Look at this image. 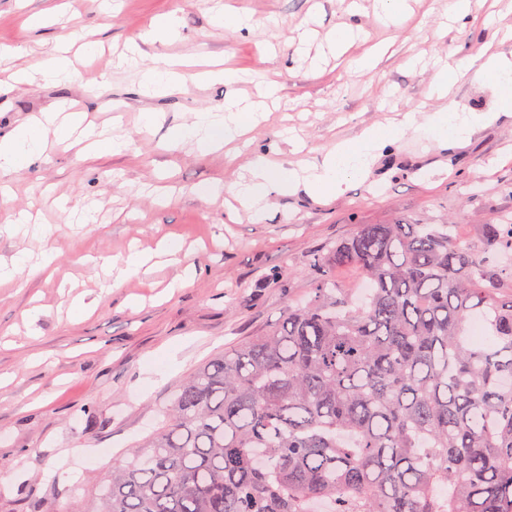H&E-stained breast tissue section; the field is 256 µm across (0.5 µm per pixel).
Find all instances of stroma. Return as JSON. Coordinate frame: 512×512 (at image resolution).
I'll list each match as a JSON object with an SVG mask.
<instances>
[{"mask_svg":"<svg viewBox=\"0 0 512 512\" xmlns=\"http://www.w3.org/2000/svg\"><path fill=\"white\" fill-rule=\"evenodd\" d=\"M47 25L22 17L59 0H0V48L15 66L47 57L57 41L87 43L97 55L78 77L0 91V138L62 104L103 126L118 115L132 139L121 156L88 158L57 147L29 167L0 177L13 211H31L39 227L26 238L0 232V261L54 249L51 272L34 271L0 288V512H71L94 506L112 462L159 427L173 388L205 362L278 325L289 305L309 297L314 259L362 224L457 225L473 245L484 225L512 216V116L476 131L462 146H440L408 130L381 149L369 172L339 195L305 191L272 197L263 223L228 221L223 200H201L199 186L246 176L254 150L295 168L363 129L416 108L432 112L433 71L446 56L512 54V0H471V16L448 17V0H409L411 14L385 23L377 0H66ZM252 15L251 31L214 24L211 9ZM174 16L169 42L144 39L152 23ZM355 32L340 53L326 37ZM139 46L138 69L116 65ZM381 49L377 65L353 60ZM165 53L198 67L214 60L237 70L236 99L264 106L252 132L222 150L197 154L171 145L172 127L224 107L223 83L187 81L164 96L140 88L139 69ZM280 101L265 106L266 83ZM478 196H471L472 186ZM93 217L79 226L77 208ZM181 244L202 268L191 285L165 294L178 274L162 263L113 287L107 261L146 251L158 240ZM279 281H270L272 271ZM81 297L84 308L72 305Z\"/></svg>","mask_w":512,"mask_h":512,"instance_id":"obj_1","label":"stroma"}]
</instances>
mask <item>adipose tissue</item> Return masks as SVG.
<instances>
[{
  "instance_id": "obj_1",
  "label": "adipose tissue",
  "mask_w": 512,
  "mask_h": 512,
  "mask_svg": "<svg viewBox=\"0 0 512 512\" xmlns=\"http://www.w3.org/2000/svg\"><path fill=\"white\" fill-rule=\"evenodd\" d=\"M461 74L468 75L475 83L496 87V111L461 113L452 103L424 115L409 111L399 123L369 127L355 139L337 143L321 158L299 169L283 168L269 154L257 151L248 164L247 178L222 188L205 185L197 194L211 201L219 193H227L249 213L253 222L258 223L264 218L272 194L287 195L300 188L316 197L340 194L348 179L366 173L376 151L415 126H423L439 144L463 145L478 129L494 123L500 115L512 112V57L500 53L482 61L445 63L430 79V95L447 96ZM83 122V113L52 111L18 126L10 136L0 139V175L17 172L33 156L43 154L48 140L63 142L70 139ZM258 122V113L230 96L224 101L223 113L208 110L197 113L191 124L174 127L170 139L175 143L192 141L199 153L207 154L243 136Z\"/></svg>"
}]
</instances>
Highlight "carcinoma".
Returning <instances> with one entry per match:
<instances>
[{
  "label": "carcinoma",
  "instance_id": "1",
  "mask_svg": "<svg viewBox=\"0 0 512 512\" xmlns=\"http://www.w3.org/2000/svg\"><path fill=\"white\" fill-rule=\"evenodd\" d=\"M362 224L308 301L180 385L96 512H512V219ZM369 284L358 304L336 284ZM480 316L486 337L467 325Z\"/></svg>",
  "mask_w": 512,
  "mask_h": 512
}]
</instances>
